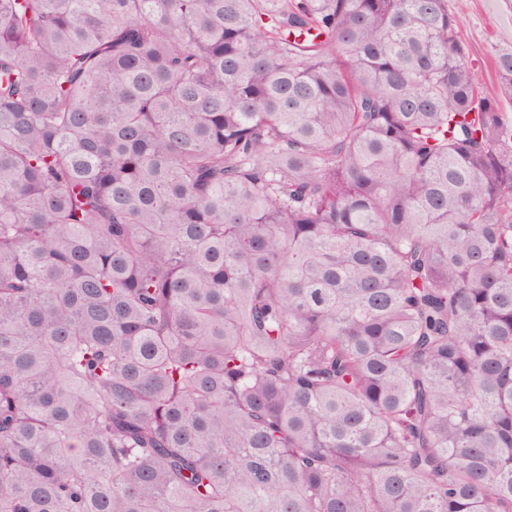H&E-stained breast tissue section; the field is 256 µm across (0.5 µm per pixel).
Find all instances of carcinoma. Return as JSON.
<instances>
[{
	"mask_svg": "<svg viewBox=\"0 0 512 512\" xmlns=\"http://www.w3.org/2000/svg\"><path fill=\"white\" fill-rule=\"evenodd\" d=\"M465 55L448 0H0V512H512Z\"/></svg>",
	"mask_w": 512,
	"mask_h": 512,
	"instance_id": "cac0c4a2",
	"label": "carcinoma"
}]
</instances>
